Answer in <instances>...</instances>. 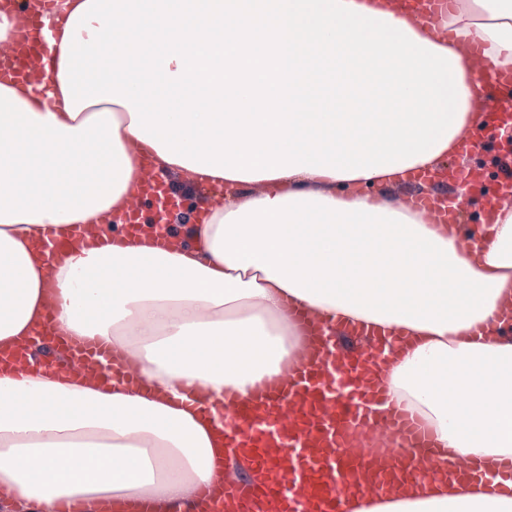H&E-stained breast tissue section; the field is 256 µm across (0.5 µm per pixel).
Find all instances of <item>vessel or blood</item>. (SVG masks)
Masks as SVG:
<instances>
[{"label": "vessel or blood", "instance_id": "vessel-or-blood-1", "mask_svg": "<svg viewBox=\"0 0 512 512\" xmlns=\"http://www.w3.org/2000/svg\"><path fill=\"white\" fill-rule=\"evenodd\" d=\"M0 11L18 20L8 41L0 43V78L40 84L48 76L44 32L55 31L66 15V0H0ZM480 87L475 95V127L462 136L472 149L501 159L494 179L476 168H451L438 178L464 191L455 207L442 210L439 196L416 203L438 222L466 219L467 199L479 194L485 218L512 206V144L495 142L486 128L512 117V68L487 63L471 46ZM292 317L305 334L302 359L274 385L253 398L224 395L225 445L248 457L266 478L258 483L205 490L202 512H349L348 500L393 496L423 472L443 464L446 452L435 445L427 425L380 394L375 372L382 346L349 349L336 332L311 312L297 308ZM42 350L62 375L121 372L134 383L138 372L111 347L88 337L69 335L56 324L47 328Z\"/></svg>", "mask_w": 512, "mask_h": 512}]
</instances>
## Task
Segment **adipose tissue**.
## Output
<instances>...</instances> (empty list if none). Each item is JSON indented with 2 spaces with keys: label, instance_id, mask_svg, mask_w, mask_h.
Masks as SVG:
<instances>
[{
  "label": "adipose tissue",
  "instance_id": "1",
  "mask_svg": "<svg viewBox=\"0 0 512 512\" xmlns=\"http://www.w3.org/2000/svg\"><path fill=\"white\" fill-rule=\"evenodd\" d=\"M442 26L403 0H70L48 83H0V346L47 318L140 383L0 375V512H182L234 475L262 481L226 452L220 405L297 361L292 306L394 334L387 395L449 457L512 460V208L464 254L460 227L404 199L434 192L417 172L477 123L465 45L512 62V0H452ZM133 142L162 179L224 183L225 201L166 245L100 228L51 259L47 230L121 219ZM350 508L512 512V496L427 476Z\"/></svg>",
  "mask_w": 512,
  "mask_h": 512
}]
</instances>
